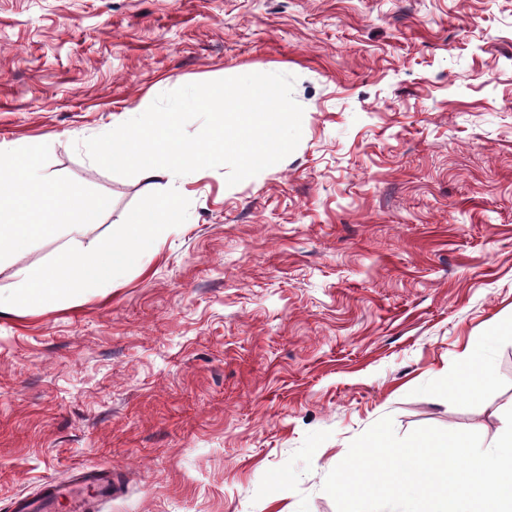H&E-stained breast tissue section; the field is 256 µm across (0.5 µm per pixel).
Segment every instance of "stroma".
<instances>
[{"instance_id":"35a3bbf8","label":"stroma","mask_w":512,"mask_h":512,"mask_svg":"<svg viewBox=\"0 0 512 512\" xmlns=\"http://www.w3.org/2000/svg\"><path fill=\"white\" fill-rule=\"evenodd\" d=\"M296 78L302 138L226 169L112 174L74 142L180 86ZM111 199L190 202L135 266L0 311V512L108 466L90 512H336L326 474L392 417L473 430L512 408V0H0V147ZM0 261V292L69 245ZM485 347L476 399L445 387Z\"/></svg>"}]
</instances>
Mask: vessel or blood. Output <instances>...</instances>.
Here are the masks:
<instances>
[{"label":"vessel or blood","mask_w":512,"mask_h":512,"mask_svg":"<svg viewBox=\"0 0 512 512\" xmlns=\"http://www.w3.org/2000/svg\"><path fill=\"white\" fill-rule=\"evenodd\" d=\"M113 485L110 470L92 469L65 482L44 484L38 497L14 499L11 512H52L62 499L70 502L72 512H83L85 488L94 487L99 497L108 498L112 495Z\"/></svg>","instance_id":"obj_1"}]
</instances>
